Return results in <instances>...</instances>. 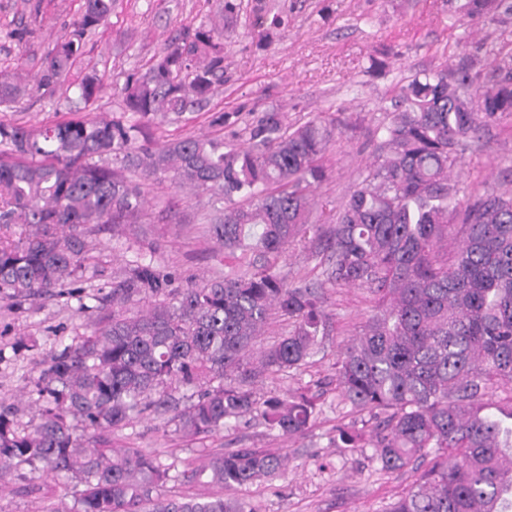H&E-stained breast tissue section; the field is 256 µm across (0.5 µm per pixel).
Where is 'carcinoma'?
<instances>
[{
	"instance_id": "obj_1",
	"label": "carcinoma",
	"mask_w": 512,
	"mask_h": 512,
	"mask_svg": "<svg viewBox=\"0 0 512 512\" xmlns=\"http://www.w3.org/2000/svg\"><path fill=\"white\" fill-rule=\"evenodd\" d=\"M115 0H85L69 37L28 81L0 73V107L49 91L83 55L86 38ZM469 14L512 16V0H466ZM253 23L278 27L265 0ZM219 25L202 22L167 44L119 89L121 114L72 117L51 127L0 121V295L22 303L100 274V228L138 224L144 197L130 176H171L179 188L218 191L224 210L207 217L224 257L277 256L316 228L315 192L336 138L334 118L290 125L266 111L224 139L188 136L152 143L150 129L180 120L224 81ZM89 105L108 86L94 72L70 84ZM512 115V57L482 86L469 66L415 75L392 102L367 175L336 210L328 267L312 284L290 285L274 265L232 270L200 284L136 259L99 299L106 314L54 354L33 379L37 421L17 425L0 406V496L23 466L82 486L69 507L39 512H255L220 492L166 495L173 481L220 490L278 476L277 454L215 451L178 471L112 436L149 412H174L182 436L197 437L261 412L269 430L299 435L316 403L304 392L261 401L251 385L269 371L311 363L327 335L325 294L365 288L375 299L361 332L344 345L336 382L344 401L376 420L374 459L399 470L430 459L417 484L386 512H512L500 500L512 480V189L491 188L464 205L452 180L480 131ZM136 302L144 310L131 311ZM288 331L244 361L270 312ZM339 448L364 435L336 427Z\"/></svg>"
}]
</instances>
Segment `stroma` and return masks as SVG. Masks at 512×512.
Listing matches in <instances>:
<instances>
[{
    "label": "stroma",
    "mask_w": 512,
    "mask_h": 512,
    "mask_svg": "<svg viewBox=\"0 0 512 512\" xmlns=\"http://www.w3.org/2000/svg\"><path fill=\"white\" fill-rule=\"evenodd\" d=\"M236 18L225 23L224 81L203 107L165 124L156 139L172 141L210 133L214 112H238L251 121L268 110L286 122L302 123L323 112L339 122L336 142L324 164L328 178L316 192L321 231L288 247L276 265L289 282L315 279L326 263L324 241L336 209L366 175L373 160L379 126L391 115L399 87L420 71L443 64H472L483 83L503 57L512 55V19L467 14L465 0H267L282 25L271 32L254 27L251 0H240ZM83 0H0V71L35 75L55 43L69 36ZM219 0H116L108 20L92 34L74 75L93 69L119 88L129 72L146 70L171 38L199 26L218 11ZM37 32L19 43L6 36L22 22ZM69 79L55 93L24 97L0 111V120L25 127L51 124L74 111ZM457 181L461 200L490 186H512V117L485 127L477 148L466 154ZM147 214L142 223L103 231L96 239L104 250L105 272L89 280V296L110 291L126 263L143 256L177 274L185 285L225 271L224 253L203 222L213 204L208 195L177 190L170 180L142 182ZM331 315L324 356L299 370L268 375L255 391L259 398L296 390L308 392L320 412L308 431L282 437L270 433L259 415L235 426L189 441L170 415L149 416L118 432L115 447L153 453L177 469L202 465L208 453L257 448L280 454L284 473L270 482L225 490L255 512H384L416 484L427 462L385 471L372 448H340L336 428H362L365 417L345 404L336 387L341 347L362 328L374 307L362 288H338L326 303ZM92 312L78 296H53L17 303L0 295V402L13 406L19 426L35 422L32 377L47 367L60 341L81 336ZM13 493L0 496V512H38L48 501L72 500V484L22 469Z\"/></svg>",
    "instance_id": "35a3bbf8"
}]
</instances>
